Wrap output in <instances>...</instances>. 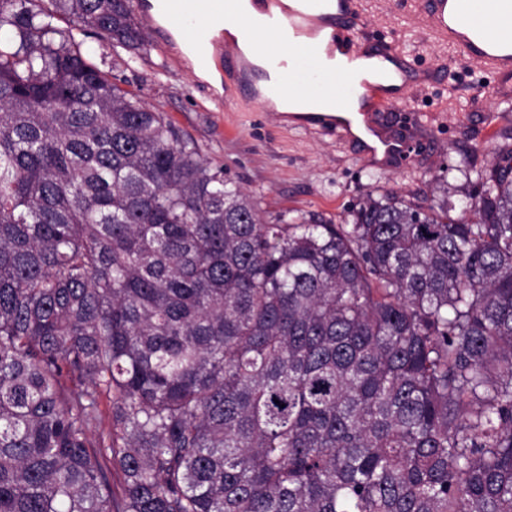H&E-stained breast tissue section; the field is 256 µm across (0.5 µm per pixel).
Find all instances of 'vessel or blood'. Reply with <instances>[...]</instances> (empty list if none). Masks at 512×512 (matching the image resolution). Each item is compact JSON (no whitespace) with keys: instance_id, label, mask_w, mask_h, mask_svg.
I'll use <instances>...</instances> for the list:
<instances>
[{"instance_id":"vessel-or-blood-1","label":"vessel or blood","mask_w":512,"mask_h":512,"mask_svg":"<svg viewBox=\"0 0 512 512\" xmlns=\"http://www.w3.org/2000/svg\"><path fill=\"white\" fill-rule=\"evenodd\" d=\"M241 0H152L148 21L167 24L191 44L201 68L223 63L234 75L225 92L287 119L282 105L301 99V127L357 146L377 169L405 160L409 143L383 129L382 114L417 87L434 84L438 65L418 68L397 44L360 36L363 0H265L249 15ZM428 28L455 55L501 77L512 76V0H427ZM236 20L261 65L243 75L234 48L213 54L211 20Z\"/></svg>"}]
</instances>
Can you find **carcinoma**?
Segmentation results:
<instances>
[{"instance_id":"obj_1","label":"carcinoma","mask_w":512,"mask_h":512,"mask_svg":"<svg viewBox=\"0 0 512 512\" xmlns=\"http://www.w3.org/2000/svg\"><path fill=\"white\" fill-rule=\"evenodd\" d=\"M40 2L0 0V512H512V151L270 223L53 25L136 50L130 0Z\"/></svg>"}]
</instances>
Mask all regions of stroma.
Here are the masks:
<instances>
[{"instance_id":"obj_1","label":"stroma","mask_w":512,"mask_h":512,"mask_svg":"<svg viewBox=\"0 0 512 512\" xmlns=\"http://www.w3.org/2000/svg\"><path fill=\"white\" fill-rule=\"evenodd\" d=\"M365 8L363 34L400 37L417 63L448 65L442 81L414 90L385 115L388 129L414 144L410 160L385 170L369 166L358 148L339 144L334 136L284 129L263 110L244 111L217 99L168 29L145 33L140 48L129 50L72 30L67 17L54 24L72 31L114 82L171 119L212 166L223 168L226 178L257 201L267 220L314 214L341 224L368 188L420 194L439 187L461 196L498 154L512 149V100H502V81L430 37L424 0H367Z\"/></svg>"}]
</instances>
